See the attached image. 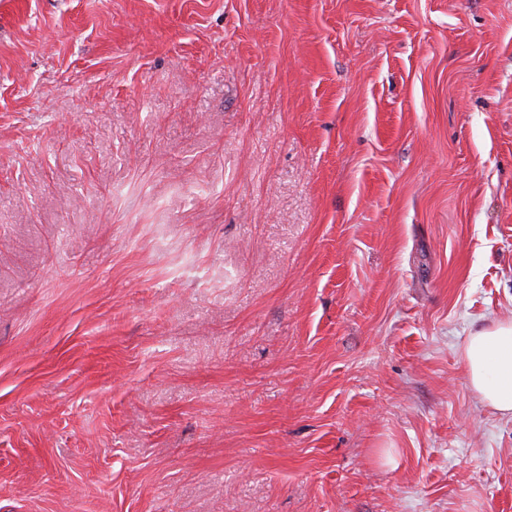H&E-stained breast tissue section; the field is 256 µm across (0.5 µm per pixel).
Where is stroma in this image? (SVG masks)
Listing matches in <instances>:
<instances>
[{
	"label": "stroma",
	"mask_w": 512,
	"mask_h": 512,
	"mask_svg": "<svg viewBox=\"0 0 512 512\" xmlns=\"http://www.w3.org/2000/svg\"><path fill=\"white\" fill-rule=\"evenodd\" d=\"M512 0H0V512H512ZM460 357L476 397L493 411L512 415V322L472 332Z\"/></svg>",
	"instance_id": "obj_1"
}]
</instances>
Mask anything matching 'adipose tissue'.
Segmentation results:
<instances>
[{
	"label": "adipose tissue",
	"mask_w": 512,
	"mask_h": 512,
	"mask_svg": "<svg viewBox=\"0 0 512 512\" xmlns=\"http://www.w3.org/2000/svg\"><path fill=\"white\" fill-rule=\"evenodd\" d=\"M460 357L476 397L493 411L512 415V322L472 332Z\"/></svg>",
	"instance_id": "ef3b65f1"
}]
</instances>
